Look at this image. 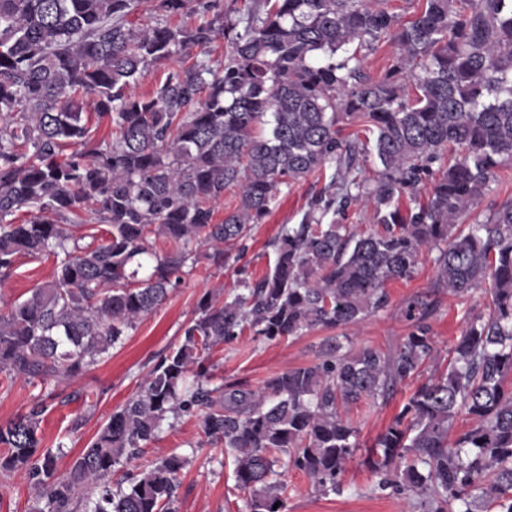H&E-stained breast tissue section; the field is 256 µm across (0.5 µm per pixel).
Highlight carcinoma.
Instances as JSON below:
<instances>
[{"instance_id":"cac0c4a2","label":"carcinoma","mask_w":512,"mask_h":512,"mask_svg":"<svg viewBox=\"0 0 512 512\" xmlns=\"http://www.w3.org/2000/svg\"><path fill=\"white\" fill-rule=\"evenodd\" d=\"M261 2L226 24L223 0H0V272L21 253L64 254L51 281L0 314L9 379L56 387L84 375L184 269L224 266L281 186L329 173L300 223L283 226L265 275L230 299L204 292L179 344L66 473L39 435L52 391L0 424V471L22 474L45 512L84 500L91 512H176L187 458L134 460L165 422L192 418L231 458L247 512H285L279 455L318 492H340L362 447L343 412L423 376L365 460L377 489L414 512H512V199L472 219L512 165V0H420L405 22L374 0ZM136 11L152 23L133 25ZM183 13L198 21H162ZM220 36L230 52L214 65ZM381 43L392 61L374 77L367 56ZM195 49L191 65L134 91ZM91 114L111 137H95ZM230 187L236 204L216 223ZM361 202L376 229L325 222ZM85 212L109 226L104 242L73 238ZM160 239L169 249H154ZM425 255L432 288L487 299L446 355L430 336L433 304L416 300L393 348L348 355L331 342L257 390L211 386L213 350L244 329L273 341L354 325L385 310L387 284L412 278Z\"/></svg>"}]
</instances>
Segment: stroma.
I'll return each mask as SVG.
<instances>
[{
  "instance_id": "1",
  "label": "stroma",
  "mask_w": 512,
  "mask_h": 512,
  "mask_svg": "<svg viewBox=\"0 0 512 512\" xmlns=\"http://www.w3.org/2000/svg\"><path fill=\"white\" fill-rule=\"evenodd\" d=\"M320 188V181L313 176L281 187L269 214L254 226L247 239L230 250L223 267L199 264L163 304L130 330L122 347L85 375L59 386L65 402L48 413L41 424L44 445L60 451L59 472L69 469L112 412L136 392L157 358L179 344L183 327L193 317L204 291L220 289L230 296L241 279H256L267 272L273 258L271 241L283 225L300 222ZM55 265L52 256L19 255L10 275L0 277V312L27 298L33 288L51 281ZM435 275L430 258H422L411 280L389 283L390 305L386 311L344 328V335L352 337L358 346L393 347L411 329L404 317L409 300L427 294L436 304L429 319L431 334L440 350H448L461 334L466 312L483 309L485 298L478 290L463 299L444 292L431 293ZM332 335V330L319 328L298 337L267 341L243 333L214 352V381L244 380L251 388H259L272 374L313 363ZM40 393L38 386L20 379L10 381L0 374V423L24 412ZM408 395L403 389L386 404H361L349 410L362 442L374 441ZM171 452L188 460L177 490V512H246L247 494L236 485L229 457L206 445L197 421L183 418L174 427L164 428L143 448L139 461L144 464ZM282 471L287 484L286 512H410L402 496L376 490L368 468L356 462L348 465L343 490L338 494L319 493L301 471L290 465H283Z\"/></svg>"
}]
</instances>
